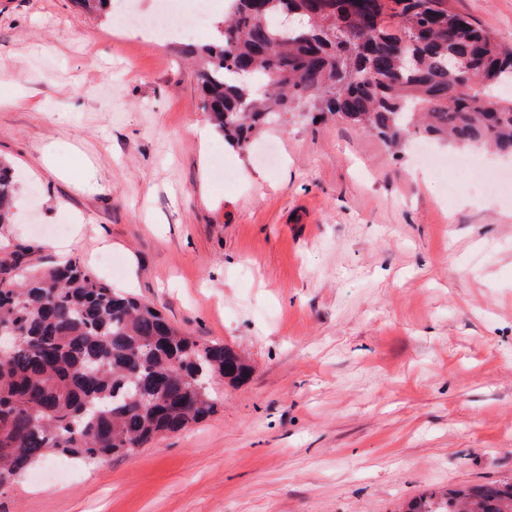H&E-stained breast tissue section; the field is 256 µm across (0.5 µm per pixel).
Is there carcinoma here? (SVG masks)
I'll return each instance as SVG.
<instances>
[{
    "instance_id": "1",
    "label": "carcinoma",
    "mask_w": 512,
    "mask_h": 512,
    "mask_svg": "<svg viewBox=\"0 0 512 512\" xmlns=\"http://www.w3.org/2000/svg\"><path fill=\"white\" fill-rule=\"evenodd\" d=\"M197 55L201 109L233 148L306 107L399 148L411 136L512 154V55L448 0H228ZM263 18H258V14ZM302 22L286 31L281 17ZM14 173L0 162V228ZM25 250L0 260V486L59 459L133 454L212 415L196 377L248 379L226 344H201L153 304L118 291L77 259L46 270ZM407 512H512V483L422 494Z\"/></svg>"
}]
</instances>
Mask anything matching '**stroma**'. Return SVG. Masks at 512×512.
I'll return each instance as SVG.
<instances>
[{"label": "stroma", "mask_w": 512, "mask_h": 512, "mask_svg": "<svg viewBox=\"0 0 512 512\" xmlns=\"http://www.w3.org/2000/svg\"><path fill=\"white\" fill-rule=\"evenodd\" d=\"M512 47V0H448ZM74 0H0V255L79 259L250 358L216 413L129 456L46 462L0 512H404L512 479V203L301 114L242 153L189 45ZM54 155L90 175L47 168ZM16 193L14 173L7 162H0V228L11 224Z\"/></svg>", "instance_id": "stroma-1"}]
</instances>
